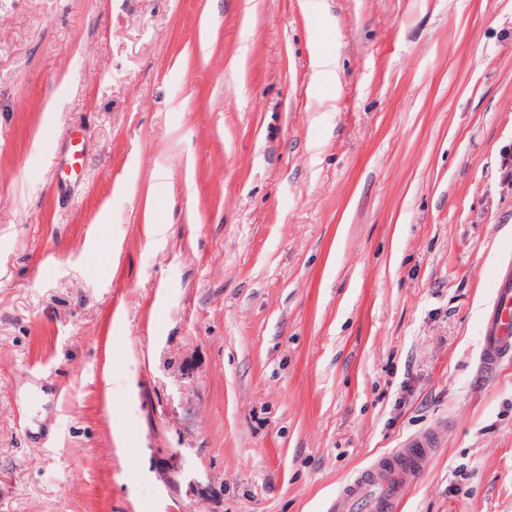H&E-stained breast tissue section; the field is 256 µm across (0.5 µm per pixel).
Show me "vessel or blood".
Here are the masks:
<instances>
[{
  "instance_id": "vessel-or-blood-1",
  "label": "vessel or blood",
  "mask_w": 512,
  "mask_h": 512,
  "mask_svg": "<svg viewBox=\"0 0 512 512\" xmlns=\"http://www.w3.org/2000/svg\"><path fill=\"white\" fill-rule=\"evenodd\" d=\"M512 356V268L500 275L499 288L484 319L479 371L492 373ZM439 435L428 432L405 441L389 456L374 460L337 492L329 512H396L408 489L433 459Z\"/></svg>"
}]
</instances>
